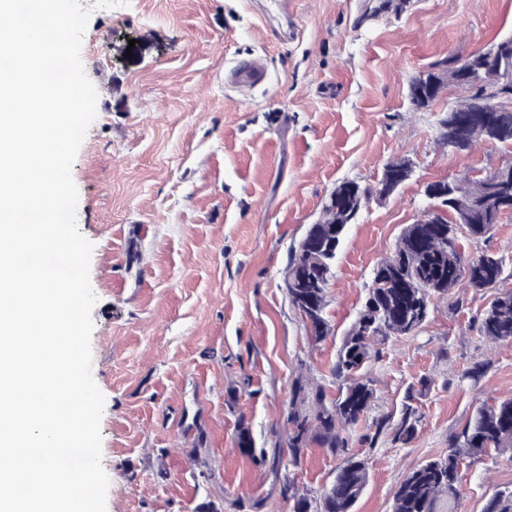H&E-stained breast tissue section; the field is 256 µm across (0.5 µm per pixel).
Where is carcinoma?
<instances>
[{
  "label": "carcinoma",
  "mask_w": 512,
  "mask_h": 512,
  "mask_svg": "<svg viewBox=\"0 0 512 512\" xmlns=\"http://www.w3.org/2000/svg\"><path fill=\"white\" fill-rule=\"evenodd\" d=\"M457 60L458 56L451 55L442 70L429 73L422 96L411 99V103L418 108L429 106L439 97L445 78H454V85H459L462 75L453 67ZM502 65L512 67V57L504 63L499 59L483 62L482 77L486 84L493 85L499 80ZM479 141L512 145V112L493 113V123L487 129L471 128L460 146L461 152L470 151ZM401 168L402 160L391 161L375 185L346 180L336 186V191L350 190L360 198L391 195L396 191ZM438 185L446 186L450 203L456 197L479 199L488 195L483 178L444 179ZM323 213L324 223L311 224L307 229L318 240L322 260L311 263L294 251L287 265L301 282V287L288 292V298L299 314L307 316L305 323L317 342L332 333L325 317L332 262L358 211L351 209L341 219L326 208ZM505 214L500 210L489 218L482 216L477 224H411L402 233L395 251L374 269L364 307L346 334L332 367L333 375L341 381L336 397H327L323 387L303 379L292 384L287 416L288 465L299 466L305 450L313 445L344 459L331 484L318 497L299 493L294 481L284 478L280 496L288 503V512H353L369 473L367 460L348 452L347 433L374 399L373 388L360 371L374 356L377 343L418 333L433 300L446 298L450 306L457 308L456 290L463 286L494 291L488 307L477 319L478 334L495 343L512 342V290H497L503 280V258L480 249L467 254L461 244L464 237L480 243ZM420 421L417 409L407 403L396 422H391L389 416L381 418L374 436L388 429L392 442L406 444L417 434ZM236 443L243 453L255 456L251 431L243 422L237 428ZM492 452L506 453L512 462V398L478 407L451 438L447 455L413 467L394 492L392 512H441L445 503L448 512H457L462 461ZM483 512H512V489L495 491Z\"/></svg>",
  "instance_id": "cac0c4a2"
}]
</instances>
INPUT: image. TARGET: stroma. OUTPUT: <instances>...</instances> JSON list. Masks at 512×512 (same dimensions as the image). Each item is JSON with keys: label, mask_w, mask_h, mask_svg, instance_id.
I'll return each instance as SVG.
<instances>
[{"label": "stroma", "mask_w": 512, "mask_h": 512, "mask_svg": "<svg viewBox=\"0 0 512 512\" xmlns=\"http://www.w3.org/2000/svg\"><path fill=\"white\" fill-rule=\"evenodd\" d=\"M91 8L81 58L96 118L72 167L77 226L93 245L92 375L105 398L106 512H288L284 475L314 496L340 457L287 458L296 377L335 397L336 351L364 302L374 266L427 205V183L476 179L512 163L483 142L464 155L436 141L461 88L415 108L408 83L454 53L512 35V0H128ZM265 56L266 84L224 81L230 62ZM413 173L371 200L348 228L327 292L334 332L314 342L282 287L289 256L323 216L337 184L373 185L389 161ZM452 311L434 300L417 335L389 339L363 375L372 405L349 432L369 482L355 512H390L405 474L447 453L481 404L512 398V342L479 336L490 291L464 288ZM482 366L478 381L466 372ZM413 396L422 420L407 444L377 431ZM267 464L236 444L239 422ZM512 487L497 455L461 468L458 512H482Z\"/></svg>", "instance_id": "obj_1"}]
</instances>
